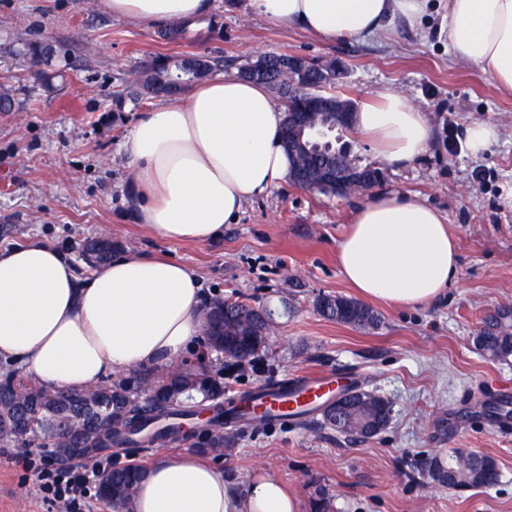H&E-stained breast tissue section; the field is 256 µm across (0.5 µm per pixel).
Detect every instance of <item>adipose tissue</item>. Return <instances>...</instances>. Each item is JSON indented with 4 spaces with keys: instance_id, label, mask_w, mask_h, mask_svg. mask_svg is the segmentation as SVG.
Returning a JSON list of instances; mask_svg holds the SVG:
<instances>
[{
    "instance_id": "1",
    "label": "adipose tissue",
    "mask_w": 512,
    "mask_h": 512,
    "mask_svg": "<svg viewBox=\"0 0 512 512\" xmlns=\"http://www.w3.org/2000/svg\"><path fill=\"white\" fill-rule=\"evenodd\" d=\"M155 27L204 17L213 0H103ZM253 13L323 39L359 40L414 23L426 0H249ZM448 48L512 92V0H448ZM284 107L261 84L217 75L144 112L123 150L139 223L159 238L206 242L237 221L246 202L287 181ZM355 131L391 163L427 148L422 112L385 92L356 112ZM341 271L363 297L416 306L438 297L458 269L445 217L422 200L376 196L356 212L337 247ZM201 277L174 260L118 254L80 279L58 250L34 240L0 249V358L38 383L87 388L119 370L168 365L203 334ZM133 512H299L270 476L235 496L223 475L194 457L168 455L138 483Z\"/></svg>"
}]
</instances>
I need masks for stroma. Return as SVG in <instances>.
<instances>
[{"instance_id": "1", "label": "stroma", "mask_w": 512, "mask_h": 512, "mask_svg": "<svg viewBox=\"0 0 512 512\" xmlns=\"http://www.w3.org/2000/svg\"><path fill=\"white\" fill-rule=\"evenodd\" d=\"M447 0H429L420 23L396 22L361 41H323L253 14L247 0H214L212 13L183 39L113 17L102 0H0V87L15 90L16 111L0 112V248L39 240L64 251L89 277L83 244L111 230L113 253L167 257L196 271L206 300L242 298L279 309L270 348L255 367L225 372L237 393L267 377L298 381L333 374L360 379L390 399L393 417L379 435L345 437L278 421L261 431L224 427V451L204 440L135 449L116 464L151 466L169 454L215 465L235 495L262 473L280 479L314 512L328 492L332 512H512V414L479 408L488 393L512 398V360L491 361L474 345L483 320L512 303V95L499 93L479 65L456 61L440 25ZM54 39L70 49L64 77L45 87L22 59L21 41ZM211 53L240 65L261 53L334 62L336 94L355 106L378 94H404L430 126L429 148L414 164L389 163L356 132L344 140L374 189L345 197L284 183L247 202L214 242H170L136 220L128 202L126 136L141 109H116L129 74L157 56ZM495 128L472 155L467 129ZM422 198L445 215L459 246V268L437 299L416 307L375 303L370 332L323 317L324 294L354 296L336 260L357 208L381 193ZM291 312H282L283 303ZM456 451L491 456L495 486L452 490L426 476L430 459ZM26 449L0 445V512H62L44 501Z\"/></svg>"}]
</instances>
